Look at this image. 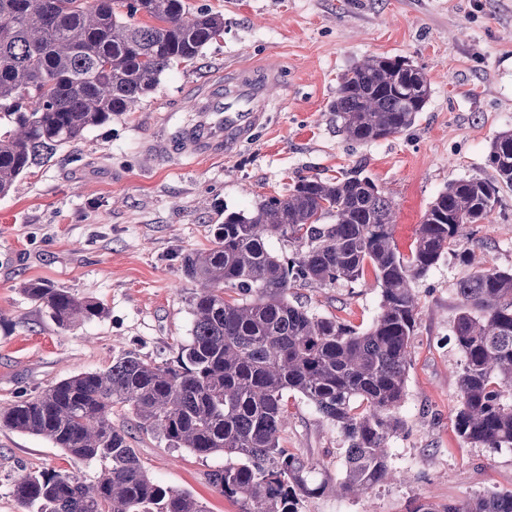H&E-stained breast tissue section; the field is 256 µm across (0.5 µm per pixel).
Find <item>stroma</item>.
<instances>
[{
  "label": "stroma",
  "instance_id": "stroma-1",
  "mask_svg": "<svg viewBox=\"0 0 512 512\" xmlns=\"http://www.w3.org/2000/svg\"><path fill=\"white\" fill-rule=\"evenodd\" d=\"M223 13L224 33L190 64L167 70L136 107L89 129L77 144L22 175L0 197V408L79 372L108 368L134 353L176 356L192 328L197 282L182 257L209 248L225 212H246L287 195L295 177L362 171L390 196L394 240L409 254L430 203L448 184L487 178L489 146L512 129V0H187ZM422 68L431 97L414 125L356 144L331 106L341 74L369 56ZM280 76L259 125L233 154L154 152L165 131L187 126L202 84L236 69ZM512 269V188L488 221L464 230L416 280L417 327L399 409L403 434L390 447L398 478L358 498L331 492L305 498L301 512H409L418 502L463 505L488 491L512 490V450L464 442L455 432L463 357L453 336L455 286L469 273L459 252ZM44 280L102 302L103 317L56 325L22 291ZM312 312L367 327L380 311L372 273L332 288L295 291ZM280 442L318 462L316 481L336 483L344 440L302 395L286 394ZM138 457L156 481L190 492L206 512H240L209 480L223 456L199 458L139 433ZM25 467L95 481L97 462L71 459L47 440L0 428V512H19L10 478Z\"/></svg>",
  "mask_w": 512,
  "mask_h": 512
}]
</instances>
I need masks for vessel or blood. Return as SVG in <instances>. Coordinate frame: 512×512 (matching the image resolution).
Here are the masks:
<instances>
[{
  "instance_id": "vessel-or-blood-1",
  "label": "vessel or blood",
  "mask_w": 512,
  "mask_h": 512,
  "mask_svg": "<svg viewBox=\"0 0 512 512\" xmlns=\"http://www.w3.org/2000/svg\"><path fill=\"white\" fill-rule=\"evenodd\" d=\"M279 82L277 74L266 73L249 80L215 79L194 98L196 121L179 139L160 140V155L194 150L203 154L231 153L261 120L265 96Z\"/></svg>"
}]
</instances>
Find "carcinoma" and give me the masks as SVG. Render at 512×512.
Instances as JSON below:
<instances>
[{
  "mask_svg": "<svg viewBox=\"0 0 512 512\" xmlns=\"http://www.w3.org/2000/svg\"><path fill=\"white\" fill-rule=\"evenodd\" d=\"M142 15L150 22H140ZM224 33V15L184 0H0V196L28 169L85 132L132 111L173 65L191 62ZM401 58L372 56L340 77L332 105L356 143L409 128L431 87ZM490 178L448 184L418 225L410 254L394 241L396 213L371 178L299 176L288 195L249 213L230 212L212 246L182 257L199 284L193 325L174 360L126 354L0 409V428L50 441L69 456L108 467L94 482L19 469L11 492L22 512H205L190 493L149 476L117 409L137 429L200 458L232 459L210 474L241 512H299L328 488L316 464L281 446L289 391L302 395L346 442L341 495L391 480V441L402 434L418 297L415 279L452 251L463 230L487 221L500 190L512 187V130L492 141ZM295 246L283 257L272 238ZM472 272L457 282L453 334L463 355L454 429L469 444L512 449V269L458 254ZM381 312L365 329L317 316L288 300L291 288L356 282L366 269ZM60 327L105 314L100 302L30 280L22 288ZM411 512H512V490L456 506L431 502Z\"/></svg>",
  "mask_w": 512,
  "mask_h": 512,
  "instance_id": "1",
  "label": "carcinoma"
}]
</instances>
